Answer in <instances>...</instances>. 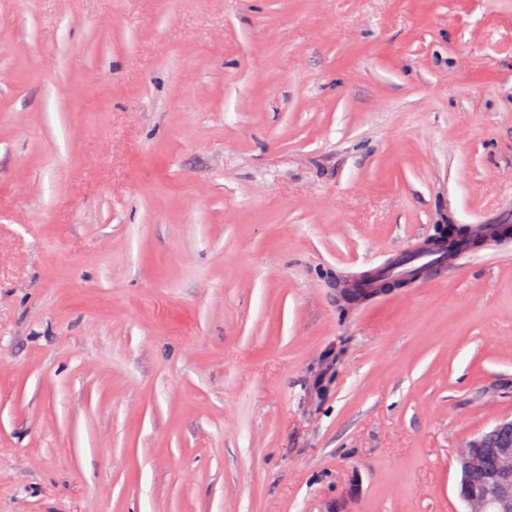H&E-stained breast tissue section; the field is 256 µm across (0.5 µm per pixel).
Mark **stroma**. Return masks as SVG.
<instances>
[{
    "label": "stroma",
    "mask_w": 512,
    "mask_h": 512,
    "mask_svg": "<svg viewBox=\"0 0 512 512\" xmlns=\"http://www.w3.org/2000/svg\"><path fill=\"white\" fill-rule=\"evenodd\" d=\"M512 0H0V512H465L512 417ZM470 248L465 245L456 247L450 257H446L442 252H427L422 250H408L395 255L394 264L388 270L398 276H404L413 269H424L432 272H444L448 268V273L454 269L457 260L467 254ZM392 280L391 278L381 277L376 279L375 286L380 285V288H342V298L348 304H358L369 301L374 296L382 293L393 292L400 288H406L411 281L397 280L393 282H386Z\"/></svg>",
    "instance_id": "obj_1"
}]
</instances>
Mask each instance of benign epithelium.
Wrapping results in <instances>:
<instances>
[{
  "mask_svg": "<svg viewBox=\"0 0 512 512\" xmlns=\"http://www.w3.org/2000/svg\"><path fill=\"white\" fill-rule=\"evenodd\" d=\"M466 233V228L450 224L445 232L436 231L426 239L424 249H448L449 239ZM409 282H385L378 288H344L342 298L358 304L382 293L405 288ZM459 465L462 473L460 497L466 512H487V492H492L498 512H512V418L498 421L490 431L472 437L463 449Z\"/></svg>",
  "mask_w": 512,
  "mask_h": 512,
  "instance_id": "obj_1",
  "label": "benign epithelium"
}]
</instances>
